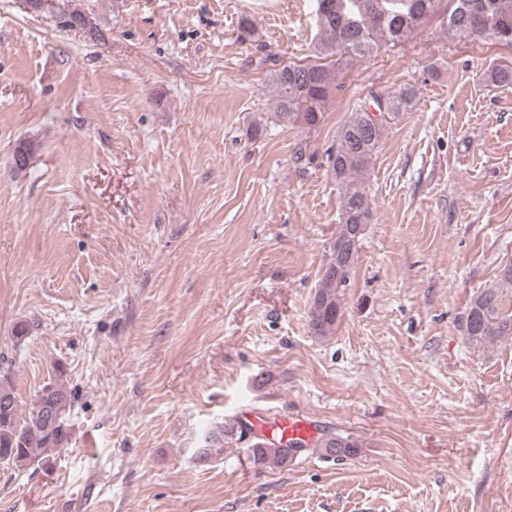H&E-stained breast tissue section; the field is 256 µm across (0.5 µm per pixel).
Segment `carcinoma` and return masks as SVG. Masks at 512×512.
I'll list each match as a JSON object with an SVG mask.
<instances>
[{
    "mask_svg": "<svg viewBox=\"0 0 512 512\" xmlns=\"http://www.w3.org/2000/svg\"><path fill=\"white\" fill-rule=\"evenodd\" d=\"M440 0H315L316 25L320 34L316 50L318 62L285 64L266 55L258 65H271L275 86L273 112L281 122L314 129L337 89L336 69L356 64L388 52L407 41L432 15L448 38L481 40L512 47V0H448L439 10ZM488 80L497 87L512 88V67L498 66L488 71ZM417 94L406 84L393 93H372L356 102L341 123L336 147L329 155L331 172L341 190L340 227L329 247L328 259L309 309L313 333L328 337L341 317L340 290L347 286L358 259L365 225L371 209L361 174L375 156L391 121L410 106ZM469 344L482 346L512 336V313L504 311L496 288H485L472 298L461 321ZM71 398L57 383L43 387L28 412L18 416L12 388L0 383V462L24 469L37 464L53 466V451L69 443L68 412ZM251 430L226 424L205 434L198 459L213 456V446L221 443L246 444L249 462L257 471L281 468L294 458L291 448L298 442L270 443L250 437ZM358 444L336 433L320 441L325 454L345 457Z\"/></svg>",
    "mask_w": 512,
    "mask_h": 512,
    "instance_id": "cac0c4a2",
    "label": "carcinoma"
}]
</instances>
